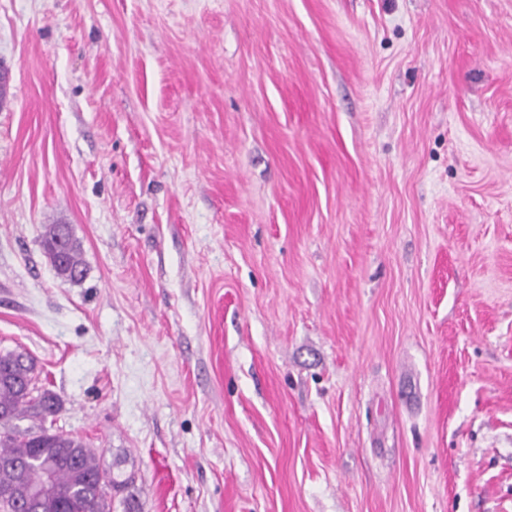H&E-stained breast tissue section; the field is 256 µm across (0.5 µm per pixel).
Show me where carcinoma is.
Here are the masks:
<instances>
[{
    "label": "carcinoma",
    "instance_id": "1",
    "mask_svg": "<svg viewBox=\"0 0 512 512\" xmlns=\"http://www.w3.org/2000/svg\"><path fill=\"white\" fill-rule=\"evenodd\" d=\"M64 235L67 247L54 269L62 280L78 282L85 269L69 226L48 225L42 246L50 256ZM34 373L27 355L0 353V512H30L34 497L41 512H109L96 454L82 440L45 426L57 420L60 402L49 391L31 395ZM25 417L38 422L37 428L19 431L12 425Z\"/></svg>",
    "mask_w": 512,
    "mask_h": 512
}]
</instances>
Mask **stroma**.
<instances>
[{
    "instance_id": "35a3bbf8",
    "label": "stroma",
    "mask_w": 512,
    "mask_h": 512,
    "mask_svg": "<svg viewBox=\"0 0 512 512\" xmlns=\"http://www.w3.org/2000/svg\"><path fill=\"white\" fill-rule=\"evenodd\" d=\"M0 66V352L138 512H512V0H0ZM63 230H66L68 237L67 247L64 251L63 258L59 264H56L52 254L55 251L56 260L61 259L58 250H55L57 241L63 236ZM42 246L46 254L51 259L56 274L64 281L78 282L83 279L85 269L81 259V248L76 239L73 238L71 230L67 224H50L47 226L42 239Z\"/></svg>"
}]
</instances>
